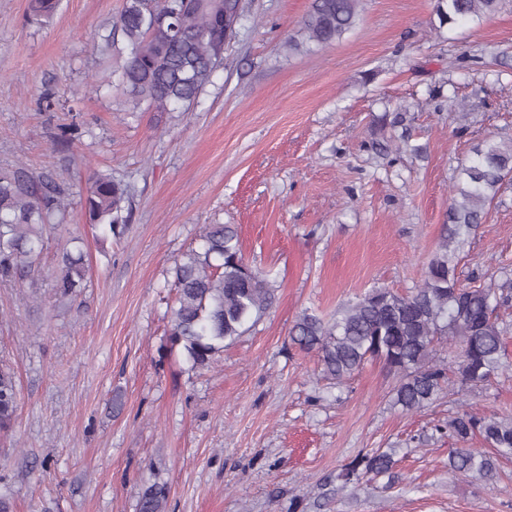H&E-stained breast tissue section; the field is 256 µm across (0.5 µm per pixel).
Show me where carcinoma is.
Wrapping results in <instances>:
<instances>
[{
    "label": "carcinoma",
    "instance_id": "1",
    "mask_svg": "<svg viewBox=\"0 0 512 512\" xmlns=\"http://www.w3.org/2000/svg\"><path fill=\"white\" fill-rule=\"evenodd\" d=\"M502 0H437L439 24L493 16ZM362 0H312L301 21L299 37L288 47L327 45L355 27ZM60 0H29V18H51ZM243 0H124L108 34L96 44L102 59H112L115 37L119 64L111 72L126 96L128 111L172 112L191 106L224 60V50L243 17ZM85 133L73 121L55 139L68 151ZM462 167L459 200L452 207L455 228L430 260L422 284L406 294L373 288L327 320L311 309L297 318L291 344L317 354L323 373L343 383L370 360L393 373V404L405 413L420 411L445 391L455 369L464 384L485 386L503 374L506 328L499 310L512 306V279L492 285L463 286L457 276V253L476 233L499 188L512 179V142L489 139ZM131 184L110 172L94 170L82 199L87 223L105 240L123 234L129 224ZM68 192L48 175L34 176L23 165L0 169V282L20 287L34 273L43 249V231L63 223ZM201 246L185 254L174 270L175 306L168 336L181 347L193 368L209 365L273 305L269 274L244 258L233 224H206ZM62 297L86 287L82 252H62L56 270ZM16 374L0 355V430L11 427L19 408ZM448 471L492 479L500 460L512 456V417L480 416L462 410L448 419ZM481 448H471L475 438ZM390 453L374 451L343 466L336 479L341 489L389 474ZM166 489L153 484L142 492L139 512H165Z\"/></svg>",
    "mask_w": 512,
    "mask_h": 512
}]
</instances>
